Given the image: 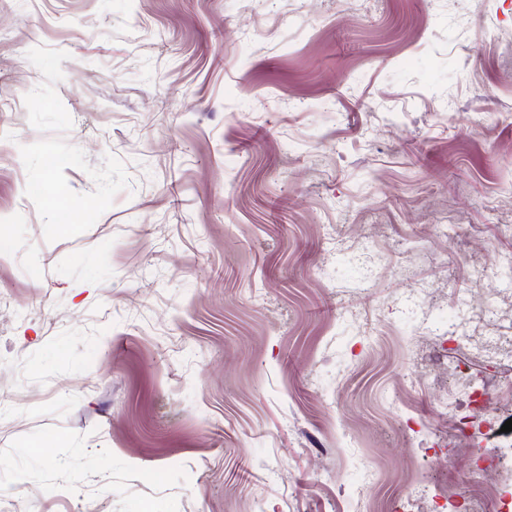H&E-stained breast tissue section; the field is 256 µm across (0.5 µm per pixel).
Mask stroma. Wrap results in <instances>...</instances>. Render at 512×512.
<instances>
[{
    "instance_id": "obj_1",
    "label": "stroma",
    "mask_w": 512,
    "mask_h": 512,
    "mask_svg": "<svg viewBox=\"0 0 512 512\" xmlns=\"http://www.w3.org/2000/svg\"><path fill=\"white\" fill-rule=\"evenodd\" d=\"M511 339L512 0H0V512L484 499Z\"/></svg>"
}]
</instances>
